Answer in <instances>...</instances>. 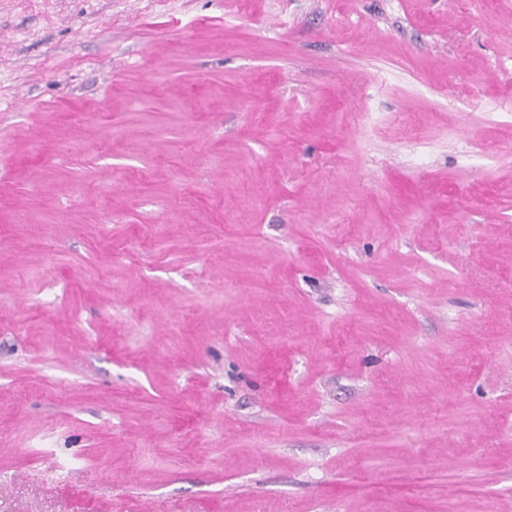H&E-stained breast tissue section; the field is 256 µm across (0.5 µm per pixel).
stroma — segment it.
Instances as JSON below:
<instances>
[{
	"instance_id": "1",
	"label": "stroma",
	"mask_w": 512,
	"mask_h": 512,
	"mask_svg": "<svg viewBox=\"0 0 512 512\" xmlns=\"http://www.w3.org/2000/svg\"><path fill=\"white\" fill-rule=\"evenodd\" d=\"M0 512H512V0H0Z\"/></svg>"
}]
</instances>
